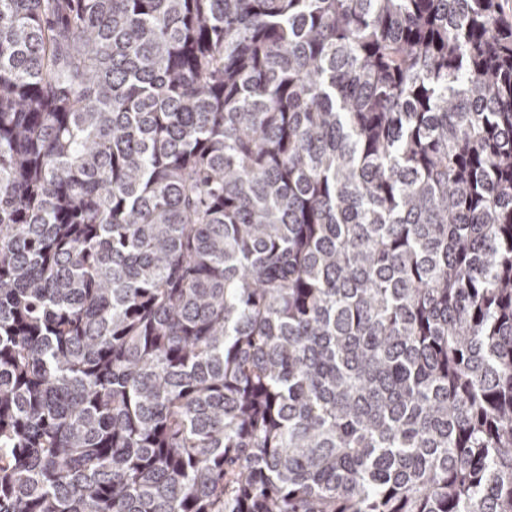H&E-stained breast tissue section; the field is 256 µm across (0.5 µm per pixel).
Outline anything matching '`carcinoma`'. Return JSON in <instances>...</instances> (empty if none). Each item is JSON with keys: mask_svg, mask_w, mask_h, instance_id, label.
Returning <instances> with one entry per match:
<instances>
[{"mask_svg": "<svg viewBox=\"0 0 512 512\" xmlns=\"http://www.w3.org/2000/svg\"><path fill=\"white\" fill-rule=\"evenodd\" d=\"M0 512H512L498 0H0Z\"/></svg>", "mask_w": 512, "mask_h": 512, "instance_id": "cac0c4a2", "label": "carcinoma"}]
</instances>
